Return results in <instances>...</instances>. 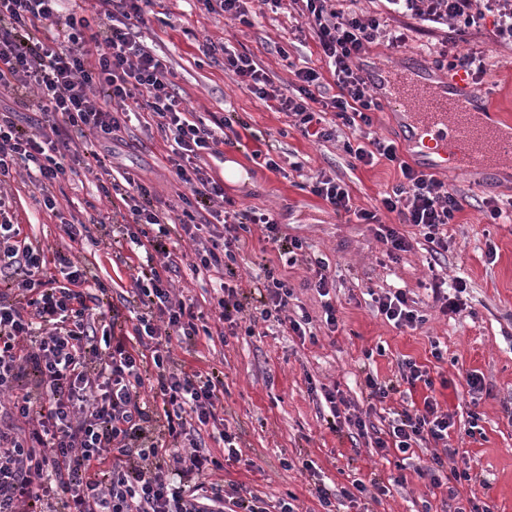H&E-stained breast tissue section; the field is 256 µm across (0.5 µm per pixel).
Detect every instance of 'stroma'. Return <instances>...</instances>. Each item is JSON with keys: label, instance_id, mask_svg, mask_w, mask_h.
<instances>
[{"label": "stroma", "instance_id": "35a3bbf8", "mask_svg": "<svg viewBox=\"0 0 512 512\" xmlns=\"http://www.w3.org/2000/svg\"><path fill=\"white\" fill-rule=\"evenodd\" d=\"M296 26V13L288 6L263 11L253 27L245 28L201 10L197 0H155L145 32L148 46L167 60L175 88L190 109L203 116L229 113L244 124L237 143L221 146L219 154L206 159L209 173L224 183L225 200L236 210L271 212L289 236L302 241L307 256L328 263L336 279L331 298L338 325L332 331L322 319V297L307 285L305 264L287 265L264 241L260 228H252L244 279L262 275L268 265L284 274L294 291L288 313L311 316L315 341H302L263 322L255 333L241 326L224 338L215 323L211 337L176 348V359L186 366L223 374L226 424L242 437L237 460L225 461L220 475L225 483L257 490L269 512H277L279 501L286 498L292 499L296 512H323L314 491L317 478L333 489L374 475H401L404 483L390 486L379 501L343 499L336 504L338 512H419L425 500L434 512H449L447 489L431 487L413 468H401V453L380 456L373 435L356 436L349 425L333 430L327 424L322 386H337L349 415H361L367 409L366 374L391 379L399 363L411 359L426 366L437 382L439 408L454 422L448 445L467 451L480 478L478 500L491 512H512V417L506 412L512 405V223H493L485 206L489 199L501 205L512 200V167L486 176L452 166L444 174L449 187L466 198L457 223L448 227L442 266L449 278L465 280L467 308L458 315H442L427 288L423 260L428 244L417 227L399 224L410 248L389 258L370 225L348 214L336 215L306 189L309 177L323 173L346 183L355 205L370 209L399 181L398 168L385 160L371 166L354 161L343 147L344 141L357 138L349 129L331 142L303 138L284 114L256 98L199 49L206 37L226 42L251 54L274 85L287 90L295 80L292 66L318 64L313 33H297ZM283 49L289 60L280 57ZM490 57L492 69L473 87L486 94L496 122L512 123V50L496 46ZM167 151L160 137L135 127L124 141L110 145L104 162L112 175L134 173L152 194L175 205L179 199ZM266 151L278 160L280 171L257 162L256 153ZM228 160L245 171V180H225ZM296 161L303 163L302 171L293 170ZM98 185L95 174L76 166L67 172L65 195L51 212L33 202L31 186L14 183L15 220L30 237L66 247L72 259L96 267L107 289L105 301L115 304L130 272L97 245L112 234L111 225L97 221L110 211ZM74 218L86 229L76 241L62 242V226ZM218 283L216 272L197 273L184 262L175 285L208 317ZM395 288L409 291L426 315L422 328H396L374 311L372 293ZM436 345L443 354L439 360L431 354ZM472 372L484 376L485 391H470L466 376ZM306 460L313 463V471L303 468Z\"/></svg>", "mask_w": 512, "mask_h": 512}]
</instances>
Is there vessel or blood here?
<instances>
[{"instance_id": "obj_1", "label": "vessel or blood", "mask_w": 512, "mask_h": 512, "mask_svg": "<svg viewBox=\"0 0 512 512\" xmlns=\"http://www.w3.org/2000/svg\"><path fill=\"white\" fill-rule=\"evenodd\" d=\"M362 74L383 106L408 113L406 138L423 145L429 169L460 163L491 171L512 156L503 131L479 119V94L466 83L436 84L410 66H366Z\"/></svg>"}]
</instances>
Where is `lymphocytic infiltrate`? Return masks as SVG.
Listing matches in <instances>:
<instances>
[{"instance_id":"f902f5d3","label":"lymphocytic infiltrate","mask_w":512,"mask_h":512,"mask_svg":"<svg viewBox=\"0 0 512 512\" xmlns=\"http://www.w3.org/2000/svg\"><path fill=\"white\" fill-rule=\"evenodd\" d=\"M58 0H0V95H11L27 110L51 116L30 131L14 113H0V512H267L243 484L212 481L220 462L190 440L178 442L190 424L219 429L228 459H236L235 434L225 431L219 412L224 381L217 371L176 363L173 344L198 336L190 306L173 296L177 255L168 245L183 233L196 247L192 269L221 271L215 305L228 330L260 315L280 320L293 289L275 269L241 289L245 231L260 226L265 240L287 264L305 260L303 244L288 237L273 215L255 210L224 211V185L213 178L206 156L218 154L231 117L203 119L183 105L166 60L145 45L142 28L153 0H92L89 13L64 14ZM207 12L250 28L256 5L278 10L282 0H198ZM384 13L353 9L347 0H293L301 27L315 35L324 70H296L295 94L284 95L251 55L203 46L206 56L222 54L224 68L259 100L294 121L302 136L334 140L340 127L371 126L382 106L361 75L359 60L369 44L384 40L401 47L414 27L438 38L435 61L449 69L483 77L490 67L486 50L458 51L474 31H486L492 44L512 48V0H383ZM395 26H387V19ZM54 35L41 38L45 26ZM337 92L324 97V77ZM156 129L169 145L166 160L180 187L181 218L173 206L132 177L100 184L112 205L116 237L106 250L121 253L131 272L127 313L105 305L104 286L87 266L62 249L24 234L13 220L11 183L25 169L47 209L70 162L98 159V141H119L131 118ZM355 161L385 159L401 179L380 203L400 223L418 227L429 244L428 265L448 250V224L462 211L456 190L434 174L404 161L395 142L379 137L346 145ZM334 213H354L377 227L389 255L407 251L398 229L380 223L378 212L353 209L345 185L318 175L308 185ZM381 209V210H382ZM207 213L221 228L199 240L196 216ZM155 227L141 237L138 226ZM163 254L162 264L140 261L139 251ZM379 315L397 328L416 330L426 322L406 291L378 295ZM399 380L366 375L369 405L398 393L401 384L433 388L427 369L407 359ZM452 422L434 397L422 406L393 412L381 454L409 453L422 442L444 444ZM416 474L449 497L475 478L467 461L446 466L439 453L416 466Z\"/></svg>"}]
</instances>
